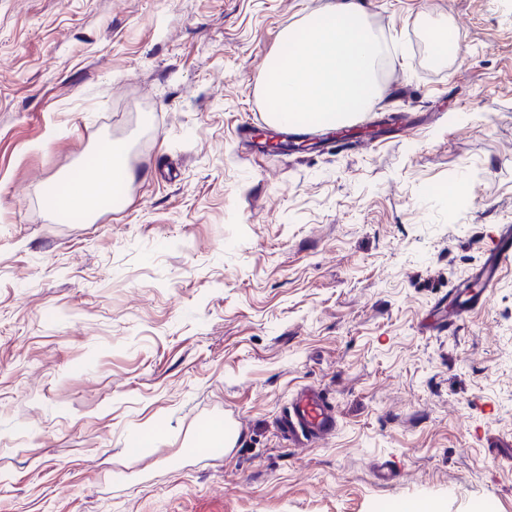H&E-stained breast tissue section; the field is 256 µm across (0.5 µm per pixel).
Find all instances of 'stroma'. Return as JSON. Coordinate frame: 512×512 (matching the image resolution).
Listing matches in <instances>:
<instances>
[{
	"mask_svg": "<svg viewBox=\"0 0 512 512\" xmlns=\"http://www.w3.org/2000/svg\"><path fill=\"white\" fill-rule=\"evenodd\" d=\"M333 2L0 0V512H512V265L428 326L512 225V0H360L402 45L378 98L269 152L266 59ZM109 141L126 205L58 222ZM306 385L340 425L293 448Z\"/></svg>",
	"mask_w": 512,
	"mask_h": 512,
	"instance_id": "obj_1",
	"label": "stroma"
}]
</instances>
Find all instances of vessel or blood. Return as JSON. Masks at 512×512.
Returning <instances> with one entry per match:
<instances>
[{"label":"vessel or blood","instance_id":"obj_1","mask_svg":"<svg viewBox=\"0 0 512 512\" xmlns=\"http://www.w3.org/2000/svg\"><path fill=\"white\" fill-rule=\"evenodd\" d=\"M512 264V226H504L495 246L477 274L476 292L452 290L448 307L439 318L441 326L454 328L466 314L482 305L497 283L501 270ZM339 419L335 406L320 392L304 388L289 402L279 418V430L289 442L309 446L335 434Z\"/></svg>","mask_w":512,"mask_h":512}]
</instances>
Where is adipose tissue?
<instances>
[{"label":"adipose tissue","mask_w":512,"mask_h":512,"mask_svg":"<svg viewBox=\"0 0 512 512\" xmlns=\"http://www.w3.org/2000/svg\"><path fill=\"white\" fill-rule=\"evenodd\" d=\"M125 146L102 147L84 166L73 171L62 184H51L46 191V202L62 219L74 215L93 219L101 204L121 206L122 187L135 178L125 163Z\"/></svg>","instance_id":"ef3b65f1"}]
</instances>
